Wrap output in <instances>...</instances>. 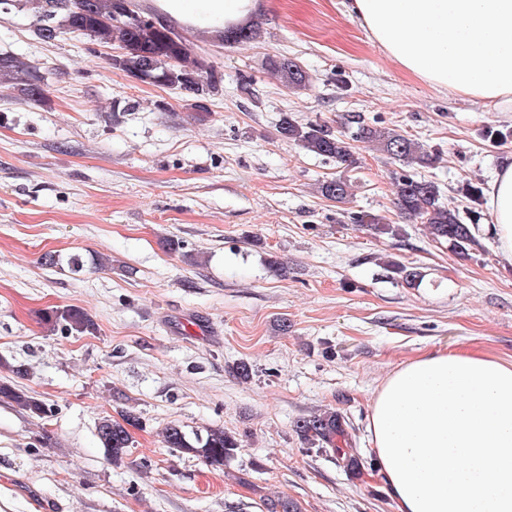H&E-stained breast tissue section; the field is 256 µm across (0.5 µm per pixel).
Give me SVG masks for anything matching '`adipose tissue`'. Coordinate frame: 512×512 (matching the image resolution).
<instances>
[{"label": "adipose tissue", "mask_w": 512, "mask_h": 512, "mask_svg": "<svg viewBox=\"0 0 512 512\" xmlns=\"http://www.w3.org/2000/svg\"><path fill=\"white\" fill-rule=\"evenodd\" d=\"M200 28L243 24L255 0H194ZM350 17L437 88L512 108V0H348ZM496 252L512 264V162L488 186ZM369 430L396 512H512V363L419 358L391 373Z\"/></svg>", "instance_id": "adipose-tissue-1"}]
</instances>
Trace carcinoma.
Listing matches in <instances>:
<instances>
[{
  "label": "carcinoma",
  "instance_id": "cac0c4a2",
  "mask_svg": "<svg viewBox=\"0 0 512 512\" xmlns=\"http://www.w3.org/2000/svg\"><path fill=\"white\" fill-rule=\"evenodd\" d=\"M8 8L11 13L31 18L30 30L36 39L45 42V26L53 24L57 34H76L99 44L121 49L118 58L110 66L148 84L186 91L197 99L196 107L206 110L203 101L221 90L223 73L210 63L203 68L199 58H190V46L185 35L176 30L175 24L158 9L147 4L140 7L132 0H0V12ZM226 42L249 43L256 39L257 29L244 24L218 31ZM266 69L277 75L286 85L295 90L309 87L312 77L296 61L273 55L265 60ZM17 91L24 100L35 106L46 104L47 98L40 96L45 86L39 64L21 53L0 54V86ZM278 133L284 139L320 157L331 159L345 169L356 166L358 157L354 143H376L390 158L408 166L423 168L434 166L439 155L425 148L418 141L395 132L383 131L362 124L349 136L335 131L325 123H301L283 116ZM395 206L399 213L418 221L428 230L432 239L445 241L458 256H470L475 243L474 226L466 221L459 208L443 201L436 182L412 174L402 173L395 177ZM318 192L327 200L344 203L352 196V183L338 176L325 180ZM462 193L471 204L468 214L477 213L475 207L482 204V184L467 182ZM360 229L376 234L396 236L399 228L385 222V217L360 212L353 216ZM390 272L409 284L420 278V273L399 262H387ZM42 322L62 327L69 334H95V322L77 308H62L43 314ZM0 400L16 404L22 410L38 418H46L52 409L44 401L15 387L11 381L0 380ZM122 420L104 419L99 422L97 436L105 458L116 463L126 454L132 444L129 428L139 418L130 411L121 412ZM294 431L305 442L334 457L351 474L359 477L365 469V460L360 454L356 440L348 431L349 423L336 410H326L297 419ZM165 447L192 453L212 466L224 465V460L234 456L239 449L236 439L222 428H212L205 433L187 434L179 425H170L162 432Z\"/></svg>",
  "mask_w": 512,
  "mask_h": 512
}]
</instances>
